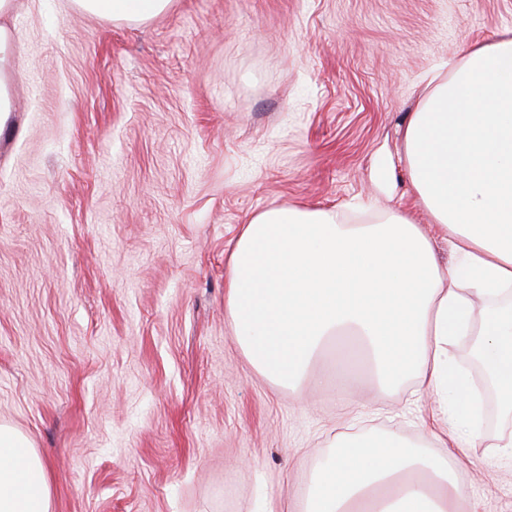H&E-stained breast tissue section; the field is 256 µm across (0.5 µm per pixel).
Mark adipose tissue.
I'll list each match as a JSON object with an SVG mask.
<instances>
[{"instance_id":"obj_1","label":"adipose tissue","mask_w":512,"mask_h":512,"mask_svg":"<svg viewBox=\"0 0 512 512\" xmlns=\"http://www.w3.org/2000/svg\"><path fill=\"white\" fill-rule=\"evenodd\" d=\"M115 22L144 23L172 0H75ZM412 185L436 228L402 211L351 223L337 209L276 206L251 216L228 262L234 334L265 376L300 388L313 362L366 359L379 391L416 381L438 397L432 440L460 449L479 404L448 347L489 306L478 354L512 414V36L470 49L423 99L404 131ZM444 240L452 263L435 248ZM455 457L426 455L398 434L344 435L316 466L293 512H457ZM46 465L0 424V512H50Z\"/></svg>"}]
</instances>
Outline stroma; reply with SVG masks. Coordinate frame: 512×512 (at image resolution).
I'll return each mask as SVG.
<instances>
[{"label":"stroma","instance_id":"1","mask_svg":"<svg viewBox=\"0 0 512 512\" xmlns=\"http://www.w3.org/2000/svg\"><path fill=\"white\" fill-rule=\"evenodd\" d=\"M0 128V424L45 461L51 512H267L343 434L419 440L435 400L353 368L304 398L234 336L228 256L268 207L398 209L430 227L404 130L432 75L512 34V0H173L144 23L13 0ZM487 422L463 512H512ZM12 60L11 35L7 28L0 26V128L4 127L9 113L13 112L11 75L7 69Z\"/></svg>","mask_w":512,"mask_h":512}]
</instances>
